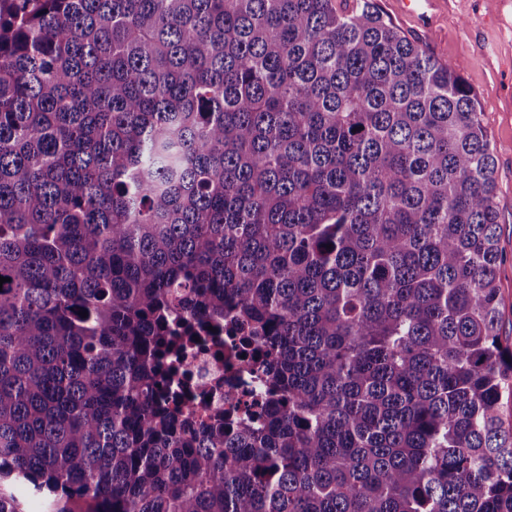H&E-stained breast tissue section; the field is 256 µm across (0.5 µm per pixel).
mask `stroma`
<instances>
[{
    "mask_svg": "<svg viewBox=\"0 0 512 512\" xmlns=\"http://www.w3.org/2000/svg\"><path fill=\"white\" fill-rule=\"evenodd\" d=\"M377 3L401 31L436 58L460 63L461 74L476 95L495 155L500 335L512 344V7L503 6L497 13L492 0H447L426 31L399 14L393 0Z\"/></svg>",
    "mask_w": 512,
    "mask_h": 512,
    "instance_id": "stroma-1",
    "label": "stroma"
}]
</instances>
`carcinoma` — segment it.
<instances>
[{
    "label": "carcinoma",
    "mask_w": 512,
    "mask_h": 512,
    "mask_svg": "<svg viewBox=\"0 0 512 512\" xmlns=\"http://www.w3.org/2000/svg\"><path fill=\"white\" fill-rule=\"evenodd\" d=\"M498 230L375 0H0V512H512ZM219 319L263 401L197 425Z\"/></svg>",
    "instance_id": "carcinoma-1"
}]
</instances>
